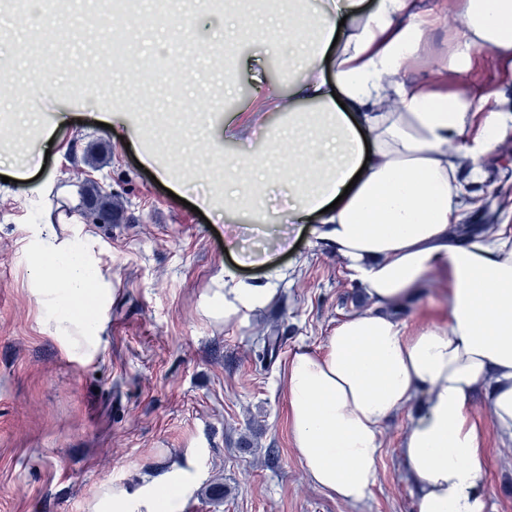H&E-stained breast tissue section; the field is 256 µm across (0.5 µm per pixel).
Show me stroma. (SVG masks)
Here are the masks:
<instances>
[{
	"mask_svg": "<svg viewBox=\"0 0 512 512\" xmlns=\"http://www.w3.org/2000/svg\"><path fill=\"white\" fill-rule=\"evenodd\" d=\"M414 2L417 15L441 17L414 78L476 98L501 87L500 62L489 49L472 51L467 71L449 70L454 0ZM83 13V0H73L36 29L0 9V114L14 117L13 127H0V162L30 165L27 180L0 182V512H101L107 490L136 496L163 485L178 491L176 512H415L399 454L406 416L386 424L378 482L361 504L314 487L293 449L284 363L299 347L318 349L361 304L336 255L317 246L311 225L284 221L286 182L268 188L265 225L287 235L290 249L271 266L237 268L245 280L273 281L275 299L237 323L213 321L201 310L204 296L223 287L222 271L234 266L224 242L235 222L224 212L216 178L194 172L221 169L224 155L236 153L220 131L229 114L250 104L253 69H264L273 95L287 94V46L257 32L250 18L226 45L223 12L204 5L193 37L210 52L193 62L196 88L186 92L180 81L149 88L141 70L114 67L104 22L82 40L69 35ZM140 16L128 11L123 22L140 48L141 69L163 75L164 56L186 57L187 42L178 22L147 28ZM227 47L238 62L231 98L219 57ZM66 52L75 65L58 67ZM32 53L48 77L38 92L27 73ZM117 89L124 112L143 114L144 134L188 171L181 199L145 173L137 147L98 126L101 104ZM58 105L59 124L44 136L34 115ZM206 113L214 131L199 123ZM90 181L117 204L111 222L93 227L115 294L101 352L82 364L42 326L22 239L35 220L68 232L84 208L80 188ZM34 183L43 184L40 194L30 193ZM479 187L512 216V157L495 153ZM205 198L210 208L194 213ZM447 291V277L432 273L421 302L408 310L414 326L446 310ZM271 327L281 346L268 354L258 332ZM489 450L493 512H512V447L493 443Z\"/></svg>",
	"mask_w": 512,
	"mask_h": 512,
	"instance_id": "obj_1",
	"label": "stroma"
}]
</instances>
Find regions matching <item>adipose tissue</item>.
<instances>
[{
    "label": "adipose tissue",
    "instance_id": "adipose-tissue-1",
    "mask_svg": "<svg viewBox=\"0 0 512 512\" xmlns=\"http://www.w3.org/2000/svg\"><path fill=\"white\" fill-rule=\"evenodd\" d=\"M413 0H326L278 16L272 36L296 46L288 122L262 153L228 157L224 209L259 222L275 166L288 170L287 219L318 218L317 240L342 261L366 308L337 322L318 350L286 361L294 450L329 495L364 502L378 480L387 422L407 414L400 445L416 512H492L485 487L489 438L512 446V225L458 237L471 204L468 183L512 129L511 112L480 116L458 91L412 80L431 20H412ZM449 70L473 47L494 50L512 72V0H458ZM31 291L43 326L68 354L100 351L112 278L85 226L63 237L55 225L28 227ZM447 269L448 316L411 328L404 312L427 274ZM276 290L225 273L203 313L225 322L265 306ZM490 401L494 436L473 414Z\"/></svg>",
    "mask_w": 512,
    "mask_h": 512
}]
</instances>
